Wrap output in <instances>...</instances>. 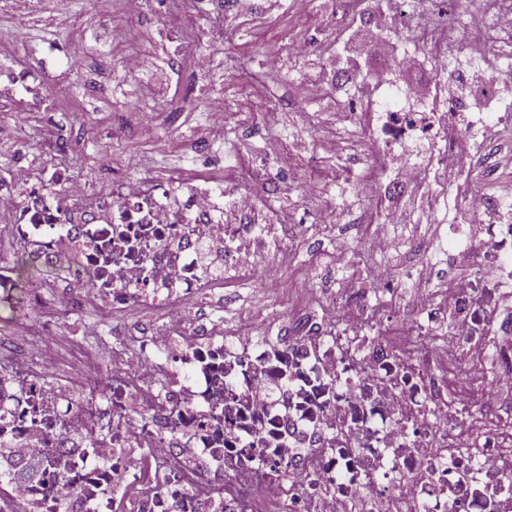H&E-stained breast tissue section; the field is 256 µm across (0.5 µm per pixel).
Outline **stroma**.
<instances>
[{"instance_id": "1", "label": "stroma", "mask_w": 512, "mask_h": 512, "mask_svg": "<svg viewBox=\"0 0 512 512\" xmlns=\"http://www.w3.org/2000/svg\"><path fill=\"white\" fill-rule=\"evenodd\" d=\"M219 3L231 36L214 47L198 25L180 24L174 15L158 22L157 14L164 11L161 0H155L156 16L151 20H132L114 9L112 35L105 39L94 21V0H41L40 14L54 16V28L31 24L24 41L15 42L14 17L27 12L29 0H14L13 13L0 14V47L23 54L51 40L71 56L73 67L65 74L70 92L58 111L31 120L0 111V168L21 140L31 149L32 166H41L42 144L49 131L60 128L71 145L67 164L73 178L91 185L104 187L153 171L164 177L220 180L228 188L254 194L268 225L303 224L309 233L294 257L275 262L259 258L262 269L281 278L279 292L264 293L258 276L236 275L225 279L223 298H212L200 314L209 318L221 310L225 325L231 326L260 301L271 307L270 325L277 328L321 289L344 278L366 280L367 265L403 269L412 262L414 246L436 248L453 225L465 223L471 184L450 186L434 205L428 188L417 189L420 206L404 216L401 252L338 268L332 258L336 242H347L354 252H361L370 231L386 230L385 215L396 206L395 197L374 191L384 145L369 140L359 127L336 121L340 112L369 111L376 98L368 83L347 90L334 80L337 62L359 31L361 17L346 12L337 0H308L310 14L323 21L309 34L293 0H196L191 9L205 14ZM492 3L411 0L410 5L415 14L427 17L460 44L472 38L466 27L471 13L479 7L492 13ZM170 26L184 48L180 72L161 68L147 76L130 74L125 54L139 49L165 57L171 48L166 34ZM392 38L395 51L384 61L392 76L403 84L422 82L428 97H435L439 76L432 53L406 42L402 33H393ZM207 51L215 57L214 68L195 70L193 57ZM484 62L506 83L508 92L501 104L512 108V34L495 32ZM312 77L326 85L321 98L303 94ZM139 100L144 109L133 110ZM217 101L246 110L245 124L217 134L210 122V107ZM110 127L126 128V137L109 141L103 132ZM285 146L297 157L291 172L274 161ZM261 160L267 166L262 186L243 177L246 168ZM464 161L473 184L491 186L487 171L493 165L500 177L512 174V148L494 140L488 141L486 150L465 152ZM102 320V314L90 308L64 326L57 338L60 357H67L76 340L86 354L95 353L93 337L102 333Z\"/></svg>"}]
</instances>
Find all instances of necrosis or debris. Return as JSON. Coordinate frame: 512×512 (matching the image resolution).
Here are the masks:
<instances>
[{
	"label": "necrosis or debris",
	"mask_w": 512,
	"mask_h": 512,
	"mask_svg": "<svg viewBox=\"0 0 512 512\" xmlns=\"http://www.w3.org/2000/svg\"><path fill=\"white\" fill-rule=\"evenodd\" d=\"M407 5L386 0L413 44L447 60L457 43ZM61 64L52 43L29 60L0 54V109L58 111ZM474 91L497 103L504 85L473 53L431 106L407 90L391 109L379 87L388 161L435 189L461 177L449 127L476 150L479 122L512 134L511 112L469 114ZM67 151L50 135L40 169L22 146L0 176V237L64 286L43 304L15 262L0 264V308L44 311L25 325V360L0 354V512H512V344L496 341L512 334L506 198L475 189L481 236L443 247L446 265L466 255V274L442 276L425 251L418 271L376 269L320 294L273 337L260 332L265 305L233 327L197 311L222 271H255L254 256L302 239V225L268 236L247 221L252 202L212 180L146 171L95 191L71 177ZM88 302L116 320L96 356L73 354L61 373L45 342ZM131 308L162 310L151 335L119 321Z\"/></svg>",
	"instance_id": "necrosis-or-debris-1"
}]
</instances>
